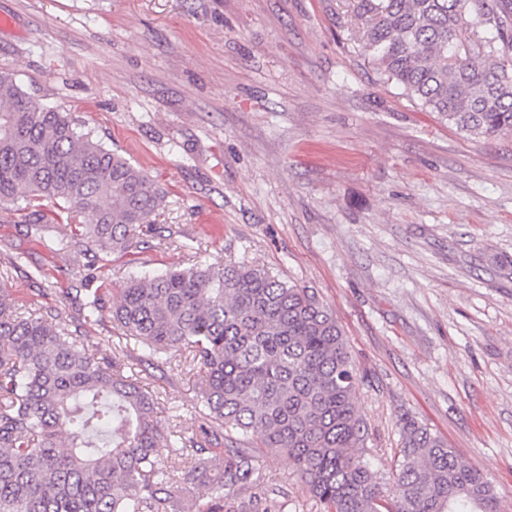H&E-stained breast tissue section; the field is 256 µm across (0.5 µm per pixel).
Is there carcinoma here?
<instances>
[{"mask_svg":"<svg viewBox=\"0 0 512 512\" xmlns=\"http://www.w3.org/2000/svg\"><path fill=\"white\" fill-rule=\"evenodd\" d=\"M354 2L363 48L407 97L463 132L512 133V0ZM464 41L474 49L459 58ZM43 199L66 214L53 241L98 258L140 247L161 190L0 71V204ZM119 297L112 323L155 368L184 351L204 369L198 430L164 434L125 360L98 357L70 330L104 316L99 290L76 317H25L0 289V512H284L251 493L264 482L258 448L288 455L316 512H502L490 479L409 413L381 485L355 405L365 375L313 289L195 258L127 280ZM162 442L180 449L176 473L156 455Z\"/></svg>","mask_w":512,"mask_h":512,"instance_id":"1","label":"carcinoma"}]
</instances>
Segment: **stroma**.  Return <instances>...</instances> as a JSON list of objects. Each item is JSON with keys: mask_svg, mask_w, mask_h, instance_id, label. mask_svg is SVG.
<instances>
[{"mask_svg": "<svg viewBox=\"0 0 512 512\" xmlns=\"http://www.w3.org/2000/svg\"><path fill=\"white\" fill-rule=\"evenodd\" d=\"M353 0H0V70L70 113L163 191L147 246L97 262L0 205L17 312L107 304L134 276L232 258L317 291L365 381L366 455L388 482L407 412L512 512V134L458 131L364 51ZM508 266H500V258ZM191 434L200 372L130 360ZM266 497L316 512L286 455Z\"/></svg>", "mask_w": 512, "mask_h": 512, "instance_id": "stroma-1", "label": "stroma"}]
</instances>
